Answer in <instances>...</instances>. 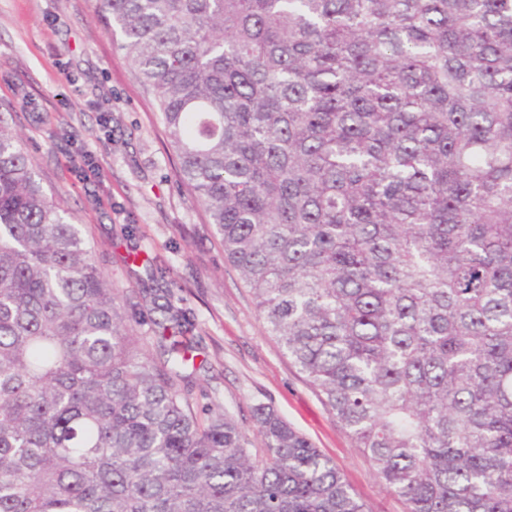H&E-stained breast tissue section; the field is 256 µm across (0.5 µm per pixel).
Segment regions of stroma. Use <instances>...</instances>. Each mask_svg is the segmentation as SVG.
<instances>
[{
    "mask_svg": "<svg viewBox=\"0 0 512 512\" xmlns=\"http://www.w3.org/2000/svg\"><path fill=\"white\" fill-rule=\"evenodd\" d=\"M0 120L21 135L42 186L62 194L113 282L132 296L140 287L125 261L124 225H136L144 254L166 262L208 355L194 387L234 415L253 448L262 442L252 408L271 405L336 464L369 512H407L268 335L179 179L152 95L98 22L96 0H0Z\"/></svg>",
    "mask_w": 512,
    "mask_h": 512,
    "instance_id": "1",
    "label": "stroma"
}]
</instances>
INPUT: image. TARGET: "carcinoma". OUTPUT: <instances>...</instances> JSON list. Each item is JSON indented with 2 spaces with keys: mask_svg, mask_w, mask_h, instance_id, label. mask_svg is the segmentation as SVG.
Listing matches in <instances>:
<instances>
[{
  "mask_svg": "<svg viewBox=\"0 0 512 512\" xmlns=\"http://www.w3.org/2000/svg\"><path fill=\"white\" fill-rule=\"evenodd\" d=\"M291 363L408 512H512V0H97ZM0 124V512H367L273 409L193 395ZM148 326L147 337L135 327Z\"/></svg>",
  "mask_w": 512,
  "mask_h": 512,
  "instance_id": "cac0c4a2",
  "label": "carcinoma"
}]
</instances>
